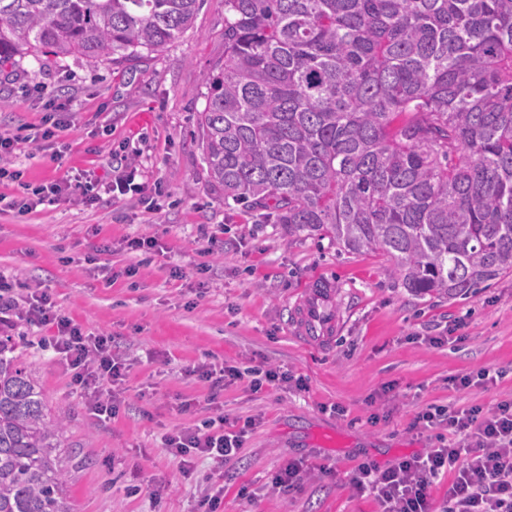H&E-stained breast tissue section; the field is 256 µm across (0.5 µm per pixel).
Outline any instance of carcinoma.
Wrapping results in <instances>:
<instances>
[{"label": "carcinoma", "mask_w": 512, "mask_h": 512, "mask_svg": "<svg viewBox=\"0 0 512 512\" xmlns=\"http://www.w3.org/2000/svg\"><path fill=\"white\" fill-rule=\"evenodd\" d=\"M204 0H0V65L159 52ZM198 115L224 205L381 250L410 294L512 272V0H224ZM63 418L0 339V512H74Z\"/></svg>", "instance_id": "carcinoma-1"}]
</instances>
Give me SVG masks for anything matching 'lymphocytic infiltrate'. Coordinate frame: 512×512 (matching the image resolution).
Wrapping results in <instances>:
<instances>
[{"instance_id": "obj_1", "label": "lymphocytic infiltrate", "mask_w": 512, "mask_h": 512, "mask_svg": "<svg viewBox=\"0 0 512 512\" xmlns=\"http://www.w3.org/2000/svg\"><path fill=\"white\" fill-rule=\"evenodd\" d=\"M46 108L48 113L40 133L0 134L1 159L12 155L19 144L50 143L67 130V122L60 117L65 104L51 96ZM139 174L137 165L132 163L110 181L90 171L77 183L67 179L51 181L22 198L17 212L23 216L40 205L53 204L77 193L95 202L104 193L139 192L143 189L136 181ZM10 313L40 327H54L53 348L73 370L75 382L94 414H115L119 401L117 397L105 396L103 387L118 381L125 366L113 354L110 337L86 336L79 325L57 314L47 291L37 289L24 301H17L11 280L0 274V315ZM419 420L426 428L447 427L449 443L402 458L383 470L361 464L351 478L356 489L372 493L383 512H512V401L498 404L488 414L478 407L451 411L432 405L420 414ZM243 436V430L218 427L208 420L203 426L166 436L164 444L171 455L183 462L207 457L224 464L236 457ZM448 473L453 474L454 480L441 506H434L430 488Z\"/></svg>"}]
</instances>
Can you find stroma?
Here are the masks:
<instances>
[{
  "instance_id": "obj_1",
  "label": "stroma",
  "mask_w": 512,
  "mask_h": 512,
  "mask_svg": "<svg viewBox=\"0 0 512 512\" xmlns=\"http://www.w3.org/2000/svg\"><path fill=\"white\" fill-rule=\"evenodd\" d=\"M224 59V0H204L190 27L162 51L88 65L76 56L26 57L0 67V131L39 128V84L69 102L66 150L20 144L21 173L0 195L86 170L106 174L140 149L144 190L38 206L26 217L0 209V274L15 298L48 290L61 315L89 336L111 337L129 368L120 411L102 421L50 345L49 330L18 317L0 324L14 337L52 412L65 418L63 459L75 512H381L350 476L361 463L387 468L437 447L415 427L431 404L490 411L512 400V274L450 300L416 297L380 251L348 253L319 236H292L259 210L224 205L202 161L196 117L206 79ZM152 237L162 255L126 251L128 237ZM112 281L98 276L101 264ZM326 286L336 315L321 342L296 332L307 289ZM456 329L459 339L430 344ZM270 367L286 383L249 380L212 389L198 369ZM496 373L495 384L478 380ZM472 376L455 388L454 379ZM190 410H183L184 401ZM224 416L254 419L237 458L224 467L195 459L183 469L164 446L175 431ZM304 462L303 481L282 492L274 476Z\"/></svg>"
}]
</instances>
